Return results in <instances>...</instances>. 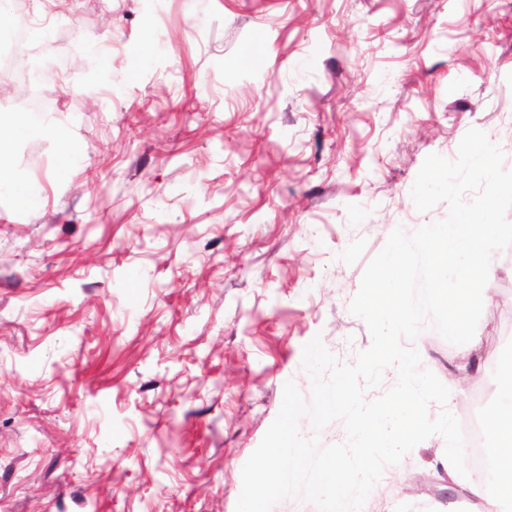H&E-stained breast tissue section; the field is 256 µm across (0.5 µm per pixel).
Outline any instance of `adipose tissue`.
<instances>
[{
  "instance_id": "ef3b65f1",
  "label": "adipose tissue",
  "mask_w": 512,
  "mask_h": 512,
  "mask_svg": "<svg viewBox=\"0 0 512 512\" xmlns=\"http://www.w3.org/2000/svg\"><path fill=\"white\" fill-rule=\"evenodd\" d=\"M496 448L492 456L497 473V492L488 501L486 512H502L512 502V372L503 377L498 391V412L485 422Z\"/></svg>"
}]
</instances>
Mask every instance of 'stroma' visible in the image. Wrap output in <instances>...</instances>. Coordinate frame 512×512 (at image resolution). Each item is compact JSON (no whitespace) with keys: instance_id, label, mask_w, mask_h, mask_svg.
<instances>
[{"instance_id":"35a3bbf8","label":"stroma","mask_w":512,"mask_h":512,"mask_svg":"<svg viewBox=\"0 0 512 512\" xmlns=\"http://www.w3.org/2000/svg\"><path fill=\"white\" fill-rule=\"evenodd\" d=\"M13 69L75 154L19 138L40 203L0 193V512H235L314 337L354 363L349 311L394 228L442 220L411 189L472 128L512 170V0H27ZM474 358L424 330L461 422L497 407L512 247ZM435 435L363 512H476Z\"/></svg>"}]
</instances>
